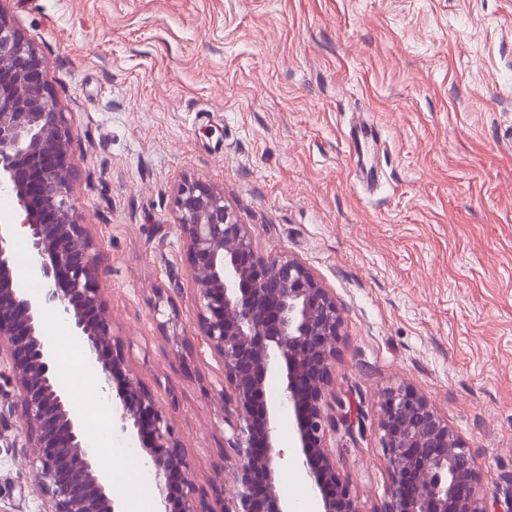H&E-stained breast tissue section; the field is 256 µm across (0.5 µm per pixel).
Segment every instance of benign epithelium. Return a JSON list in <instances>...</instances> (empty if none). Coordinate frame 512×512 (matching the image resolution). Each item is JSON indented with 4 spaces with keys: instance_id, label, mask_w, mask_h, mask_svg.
Masks as SVG:
<instances>
[{
    "instance_id": "1",
    "label": "benign epithelium",
    "mask_w": 512,
    "mask_h": 512,
    "mask_svg": "<svg viewBox=\"0 0 512 512\" xmlns=\"http://www.w3.org/2000/svg\"><path fill=\"white\" fill-rule=\"evenodd\" d=\"M75 179L66 113L46 85L40 53L0 0V191L19 206L16 222L0 224V358L9 361L0 393L16 395L43 512H120L98 449L53 381L54 346L43 326L49 307L71 324L104 385L115 386L112 421L146 454L155 512H292L276 483L284 457L276 415L262 398L273 379L278 408L293 414L296 465L319 512H359L327 446L347 423L336 406L324 411L342 328L330 292L296 258L260 256L223 191L199 182L179 188L176 229L198 296L197 341L222 365L215 393L231 432L224 460L234 487L216 508L190 478L168 412L114 334L99 288V249L72 198ZM19 233L41 279L38 294L17 276ZM380 429L390 475L382 512H489L476 494L480 465L430 400L405 385L383 392Z\"/></svg>"
}]
</instances>
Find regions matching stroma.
<instances>
[{
  "mask_svg": "<svg viewBox=\"0 0 512 512\" xmlns=\"http://www.w3.org/2000/svg\"><path fill=\"white\" fill-rule=\"evenodd\" d=\"M65 112L73 196L130 367L167 408L192 478L231 488L222 373L197 335L177 189L224 192L258 253L292 256L343 324L329 453L360 512L390 477L379 402L407 385L512 512V0H7ZM372 126L373 185L350 132ZM176 324H169V317ZM0 393V512H41Z\"/></svg>",
  "mask_w": 512,
  "mask_h": 512,
  "instance_id": "1",
  "label": "stroma"
}]
</instances>
